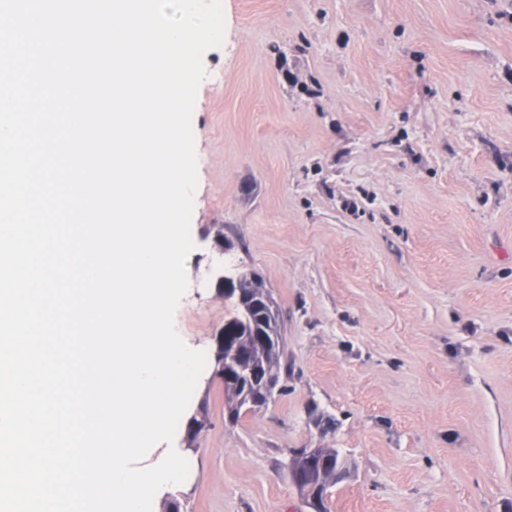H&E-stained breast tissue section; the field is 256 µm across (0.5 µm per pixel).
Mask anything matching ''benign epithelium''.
<instances>
[{
    "mask_svg": "<svg viewBox=\"0 0 512 512\" xmlns=\"http://www.w3.org/2000/svg\"><path fill=\"white\" fill-rule=\"evenodd\" d=\"M255 273L241 271L230 257L224 259V274L217 276V284L224 289V297L235 300L237 314L240 317L250 313V301L239 288L246 277ZM236 325L231 317L214 333L215 349L212 353L211 379L224 382L226 389H238L244 377L241 357L235 344L231 343L229 331ZM208 414L201 405L187 421L184 438V450L195 452L199 449V440L209 427ZM324 449L319 446L303 448L294 454L289 463L293 484L301 493L310 512H325L328 508L329 489L349 476L347 466H339L332 474L326 473L323 466Z\"/></svg>",
    "mask_w": 512,
    "mask_h": 512,
    "instance_id": "7a95c632",
    "label": "benign epithelium"
}]
</instances>
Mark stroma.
<instances>
[{"mask_svg": "<svg viewBox=\"0 0 512 512\" xmlns=\"http://www.w3.org/2000/svg\"><path fill=\"white\" fill-rule=\"evenodd\" d=\"M192 115L174 327L212 354L225 257L285 350L265 410L210 427L154 497L309 512L289 459L339 449L330 512H512V0H222Z\"/></svg>", "mask_w": 512, "mask_h": 512, "instance_id": "1", "label": "stroma"}]
</instances>
